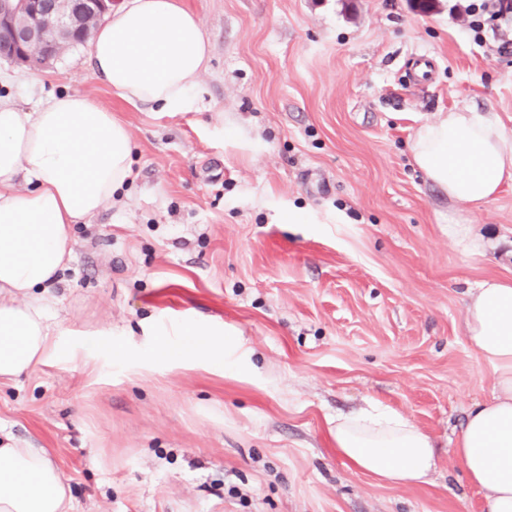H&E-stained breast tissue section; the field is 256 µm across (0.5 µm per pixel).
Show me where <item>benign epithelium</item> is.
<instances>
[{
	"instance_id": "obj_1",
	"label": "benign epithelium",
	"mask_w": 512,
	"mask_h": 512,
	"mask_svg": "<svg viewBox=\"0 0 512 512\" xmlns=\"http://www.w3.org/2000/svg\"><path fill=\"white\" fill-rule=\"evenodd\" d=\"M112 5L114 0H0V62L55 64Z\"/></svg>"
}]
</instances>
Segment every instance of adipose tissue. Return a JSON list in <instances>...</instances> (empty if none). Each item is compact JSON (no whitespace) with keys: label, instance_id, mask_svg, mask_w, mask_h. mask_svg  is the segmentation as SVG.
<instances>
[{"label":"adipose tissue","instance_id":"adipose-tissue-1","mask_svg":"<svg viewBox=\"0 0 512 512\" xmlns=\"http://www.w3.org/2000/svg\"><path fill=\"white\" fill-rule=\"evenodd\" d=\"M94 74L131 104L183 112L208 68L210 44L181 0H122L89 36ZM414 164L455 204L487 203L512 184V135L494 112L460 108L422 122ZM130 131L89 96L64 92L30 109L0 100V384L59 352L53 292L74 260L73 224L113 209L134 179ZM465 339L495 384L454 446L487 512H512V280L469 289ZM338 455L400 485L428 482L434 439L376 403L327 421ZM0 512H75L46 448L0 444Z\"/></svg>","mask_w":512,"mask_h":512}]
</instances>
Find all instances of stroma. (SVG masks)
<instances>
[{
	"instance_id": "obj_1",
	"label": "stroma",
	"mask_w": 512,
	"mask_h": 512,
	"mask_svg": "<svg viewBox=\"0 0 512 512\" xmlns=\"http://www.w3.org/2000/svg\"><path fill=\"white\" fill-rule=\"evenodd\" d=\"M469 0H184L211 60L192 110L131 106L86 46L0 63V98L76 91L118 114L136 179L73 227L58 357L0 385V432L50 448L76 512H485L452 454L492 372L467 290L512 279V187L449 207L411 162L417 119L462 107L512 133V23ZM494 246L464 256L441 226ZM233 327L248 354L193 353ZM373 401L438 445L430 483L353 470L328 417Z\"/></svg>"
}]
</instances>
